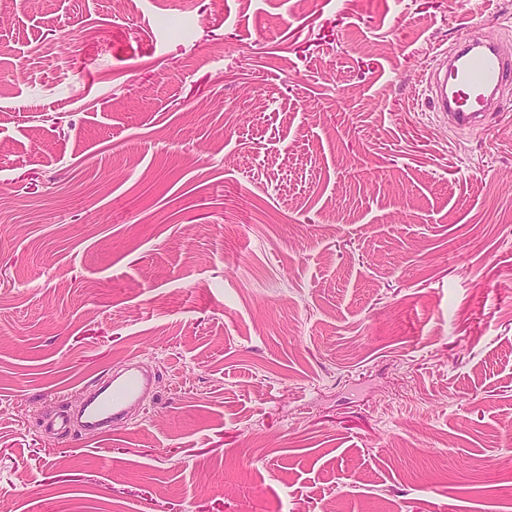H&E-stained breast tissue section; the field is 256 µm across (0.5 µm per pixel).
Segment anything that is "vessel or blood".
Masks as SVG:
<instances>
[{
  "mask_svg": "<svg viewBox=\"0 0 512 512\" xmlns=\"http://www.w3.org/2000/svg\"><path fill=\"white\" fill-rule=\"evenodd\" d=\"M510 82L512 58L470 36L453 58L441 59L431 72L428 102L453 128L470 129L483 125L488 93L500 92ZM146 383V374L135 364L99 379L83 406L86 431L121 421L126 404L143 392Z\"/></svg>",
  "mask_w": 512,
  "mask_h": 512,
  "instance_id": "1",
  "label": "vessel or blood"
}]
</instances>
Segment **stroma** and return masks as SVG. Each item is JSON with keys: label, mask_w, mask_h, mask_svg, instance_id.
I'll return each instance as SVG.
<instances>
[{"label": "stroma", "mask_w": 512, "mask_h": 512, "mask_svg": "<svg viewBox=\"0 0 512 512\" xmlns=\"http://www.w3.org/2000/svg\"><path fill=\"white\" fill-rule=\"evenodd\" d=\"M470 32L512 0L0 4V501L512 512V92L425 101ZM146 383V374L136 364L122 373L99 379V387L90 393L83 406L85 430L94 432L102 425L121 421L126 404L143 392Z\"/></svg>", "instance_id": "35a3bbf8"}]
</instances>
